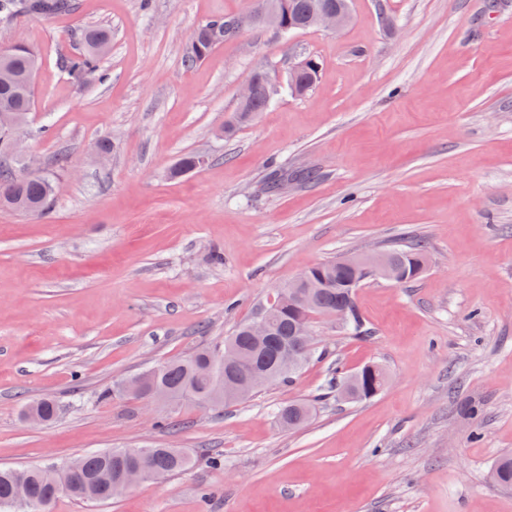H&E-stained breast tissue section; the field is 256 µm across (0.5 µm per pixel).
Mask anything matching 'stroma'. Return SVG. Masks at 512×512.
Here are the masks:
<instances>
[{
	"instance_id": "obj_1",
	"label": "stroma",
	"mask_w": 512,
	"mask_h": 512,
	"mask_svg": "<svg viewBox=\"0 0 512 512\" xmlns=\"http://www.w3.org/2000/svg\"><path fill=\"white\" fill-rule=\"evenodd\" d=\"M253 5L75 0L0 20V44L42 58L26 147L56 182L45 217L0 210V466L106 448L194 459L50 512H512V488L488 477L512 453V0H350L341 31L248 26L184 65L197 28ZM97 25L111 49L79 84L60 60ZM308 56L309 91L225 132L254 71L284 84ZM103 139L104 163L90 152ZM192 153L205 164L170 178ZM274 166L287 192L263 191ZM414 240L424 274L358 289L364 337L317 318L292 383L221 407L113 395L224 340L304 269ZM371 363L385 388L339 399L337 372ZM42 398L57 416L30 426L22 409ZM294 402L312 414L283 429L276 413Z\"/></svg>"
}]
</instances>
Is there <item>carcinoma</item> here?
Listing matches in <instances>:
<instances>
[{
  "instance_id": "obj_1",
  "label": "carcinoma",
  "mask_w": 512,
  "mask_h": 512,
  "mask_svg": "<svg viewBox=\"0 0 512 512\" xmlns=\"http://www.w3.org/2000/svg\"><path fill=\"white\" fill-rule=\"evenodd\" d=\"M321 0H294L293 29L307 28L306 18ZM73 11L71 0H0V18L10 20L18 16L66 14ZM227 17L209 21L211 28L194 35L184 56V63L191 66L206 58L213 49L234 39L239 29H226ZM111 31L103 26L87 27L82 31L83 49L76 55L61 60L60 65L75 82H80L99 71L100 60L111 43ZM38 55L27 44L15 42L8 56L9 71L0 79V208L20 213L43 216L51 206L56 184L53 179L37 175L15 164L4 163L10 141L6 124L14 120H28L34 103V86L30 77L38 68ZM201 156L185 155L170 169V177L176 179L200 166ZM386 252L397 262L403 282H411L423 273L426 261L424 244H396ZM352 272L338 261H326L308 268L307 284L313 292L317 308L324 312H343L350 316L345 328L353 335L363 333V320L359 313L355 290L352 288ZM306 312L297 302H283L271 313V335L268 341L257 347L248 334V324H241L223 342L201 348L190 356L157 366L155 383L164 389L182 394L200 404L222 406L224 398V347L235 344L250 358V365L259 367L271 362L283 350L291 346L294 329ZM383 388V379L375 365L360 370L357 383L358 399L375 396ZM38 412L44 422L52 421L57 406L50 399H39L26 404L22 413ZM309 406L294 403L277 412V420L308 419ZM82 466L72 476L62 468L40 466L27 468L28 491L35 499L53 502L58 494L55 487L70 481L73 491L70 496L86 502L98 503L109 500V488L133 463H140L150 471L173 475L188 469L192 458L176 448H145L136 457H127L121 448L92 451L81 457ZM494 483L512 485V455L501 456L493 467ZM15 468H0V512H9V502L14 499Z\"/></svg>"
}]
</instances>
